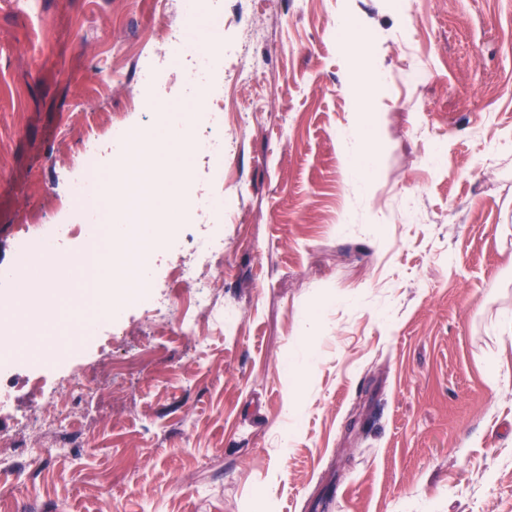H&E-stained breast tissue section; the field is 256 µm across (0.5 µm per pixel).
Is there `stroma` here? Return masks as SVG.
Listing matches in <instances>:
<instances>
[{"label":"stroma","mask_w":512,"mask_h":512,"mask_svg":"<svg viewBox=\"0 0 512 512\" xmlns=\"http://www.w3.org/2000/svg\"><path fill=\"white\" fill-rule=\"evenodd\" d=\"M189 6L201 36L222 39V70L169 42ZM344 14L365 25L354 58ZM251 31L265 75L239 95L274 94L272 107L246 134L225 124L220 184L189 148L205 127L186 125L170 159L193 206L151 269L165 281L196 243L223 239L208 327L145 349L141 305L101 315L96 258L49 281L53 315L32 308L0 343L13 456L56 383L131 360L136 372L77 420L85 447L0 482V512H312L331 490L333 512H512V335L497 327L512 315V0H39L33 13L0 0V262L74 223L89 128L106 142L222 101ZM375 65L364 198L336 134ZM216 196L232 215L220 229L204 208ZM80 314L112 329L110 353L70 341ZM309 317L315 360L291 419L285 369Z\"/></svg>","instance_id":"35a3bbf8"}]
</instances>
